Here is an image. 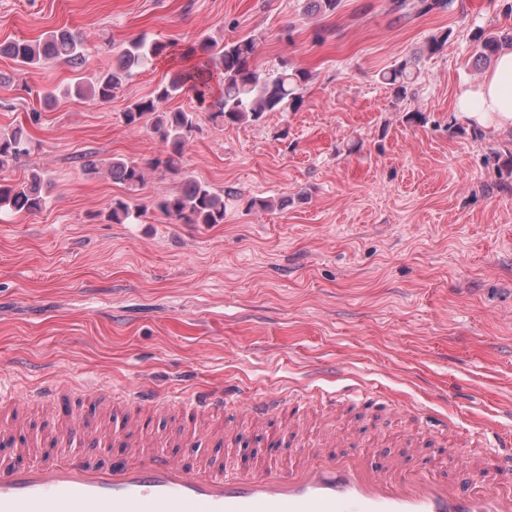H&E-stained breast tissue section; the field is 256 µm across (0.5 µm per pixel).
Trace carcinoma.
<instances>
[{"instance_id": "1", "label": "carcinoma", "mask_w": 512, "mask_h": 512, "mask_svg": "<svg viewBox=\"0 0 512 512\" xmlns=\"http://www.w3.org/2000/svg\"><path fill=\"white\" fill-rule=\"evenodd\" d=\"M394 8L403 14L424 15L434 10L446 12L453 0H393ZM449 38L448 30L431 35L420 54L406 57L381 73L382 81L395 95L407 93L420 75L419 63L423 56H433L443 50ZM477 60L488 64L505 46L512 47V31H486L477 28L471 35ZM168 44L140 36L128 42L120 51L112 71L101 73L93 80L73 88L79 99L105 102L121 82L135 72L149 67L153 59L167 50ZM257 44L252 37L233 41L201 40L193 53L199 54L193 69L179 73L168 82L158 85L153 94L131 102L123 112L124 123L130 127L146 124L165 144L166 155L154 158L149 167L136 161L114 158L108 164L112 179L136 192L146 181V169L163 170L176 174L184 151L198 129L195 110L159 112L157 104L182 96H192L209 111L211 122L224 125L257 121L266 112H287L296 109L308 89V72L282 63L272 71L261 70L253 64ZM3 53L23 67H37L53 59L74 69L84 66L86 56L78 36L67 31H52L41 42L14 40L0 44ZM218 79L221 93L213 97L210 82ZM31 140L22 127L0 133V170L19 161L30 152ZM43 177L33 172L26 181L12 183L0 178V209L14 212H39L46 205L42 194ZM158 211L176 224L213 225L224 223V196L199 181L188 180L181 189L164 194L156 202ZM138 216L124 198L112 199L106 218L114 224H127Z\"/></svg>"}]
</instances>
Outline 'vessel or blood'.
I'll return each mask as SVG.
<instances>
[{
	"label": "vessel or blood",
	"mask_w": 512,
	"mask_h": 512,
	"mask_svg": "<svg viewBox=\"0 0 512 512\" xmlns=\"http://www.w3.org/2000/svg\"><path fill=\"white\" fill-rule=\"evenodd\" d=\"M69 387L57 382L26 391L58 423L74 426ZM159 401L141 389L107 390L95 403L99 418L128 414L135 446L104 459L62 448L40 460L27 447L0 461V512H512V438H495L493 466L449 475L441 461L406 470L374 463L367 451L340 453L333 437L304 451L289 468L268 459L227 466L205 454L183 461L147 443ZM176 410L175 435L205 430L225 407L244 410L247 421L303 413L288 391L256 398L238 393L186 396L165 404Z\"/></svg>",
	"instance_id": "b4317fda"
}]
</instances>
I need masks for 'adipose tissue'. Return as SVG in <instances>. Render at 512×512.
Returning a JSON list of instances; mask_svg holds the SVG:
<instances>
[{"label": "adipose tissue", "instance_id": "obj_1", "mask_svg": "<svg viewBox=\"0 0 512 512\" xmlns=\"http://www.w3.org/2000/svg\"><path fill=\"white\" fill-rule=\"evenodd\" d=\"M454 113L472 124L512 130V50L497 56L477 84L459 92Z\"/></svg>", "mask_w": 512, "mask_h": 512}]
</instances>
